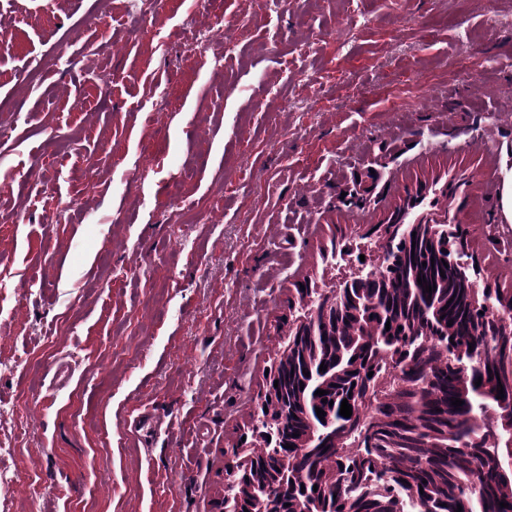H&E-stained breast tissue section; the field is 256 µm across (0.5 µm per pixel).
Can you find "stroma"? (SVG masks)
I'll list each match as a JSON object with an SVG mask.
<instances>
[{"label": "stroma", "instance_id": "35a3bbf8", "mask_svg": "<svg viewBox=\"0 0 512 512\" xmlns=\"http://www.w3.org/2000/svg\"><path fill=\"white\" fill-rule=\"evenodd\" d=\"M220 22L223 70L189 63ZM1 99L22 109L0 117V505L218 512L301 285L341 275L323 249L411 179L512 154V0H162L144 23L0 0ZM500 189L472 191L468 252L511 290Z\"/></svg>", "mask_w": 512, "mask_h": 512}]
</instances>
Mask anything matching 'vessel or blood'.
I'll use <instances>...</instances> for the list:
<instances>
[{
	"label": "vessel or blood",
	"instance_id": "b4317fda",
	"mask_svg": "<svg viewBox=\"0 0 512 512\" xmlns=\"http://www.w3.org/2000/svg\"><path fill=\"white\" fill-rule=\"evenodd\" d=\"M467 182L437 176L416 181L403 190L400 204L387 217L394 224H428L469 221V213L457 206L467 193Z\"/></svg>",
	"mask_w": 512,
	"mask_h": 512
}]
</instances>
